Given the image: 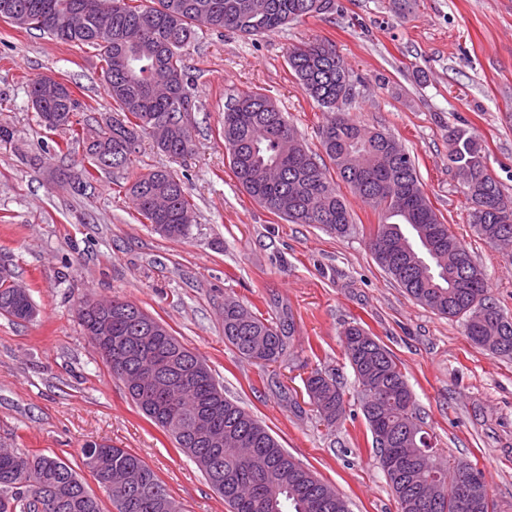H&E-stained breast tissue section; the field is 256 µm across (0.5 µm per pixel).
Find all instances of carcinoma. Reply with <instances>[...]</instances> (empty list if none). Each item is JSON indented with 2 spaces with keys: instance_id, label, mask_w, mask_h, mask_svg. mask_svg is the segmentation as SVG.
I'll use <instances>...</instances> for the list:
<instances>
[{
  "instance_id": "cac0c4a2",
  "label": "carcinoma",
  "mask_w": 512,
  "mask_h": 512,
  "mask_svg": "<svg viewBox=\"0 0 512 512\" xmlns=\"http://www.w3.org/2000/svg\"><path fill=\"white\" fill-rule=\"evenodd\" d=\"M315 0H0V17L14 25L39 30L65 43L89 45L100 52L107 95L121 117L96 126H77L72 117L84 111L68 85L51 77L29 84L32 107L38 117L55 116L48 131H69L65 145L83 141L88 166L69 176L75 190L84 189L95 173L124 170L139 152L143 136L173 160L193 152L186 114L195 109L190 93L193 77L185 56L197 39L196 27L224 30L243 36H263L288 22L336 10L311 8ZM288 65L305 93L325 112L320 145L336 173L354 196L380 211L379 224L369 234L368 247L386 240L391 263L378 260L382 269L420 304L448 317L464 319L466 335L498 336L495 354L512 355V317L487 296L482 267L451 228L440 219L421 188L410 156L399 151L394 165L383 161L395 140L362 125L343 106L352 99V76L336 48L314 40L288 52ZM224 146L231 169L246 193L261 207L297 224H319L339 236L352 224L345 197L336 187L320 155L309 150L284 113L259 91L240 92L224 105ZM448 155L462 192L471 204L470 222L491 245L504 234L512 236V223L497 220L496 212L512 211L491 174L482 145L469 130L448 131ZM138 213L162 226L159 235L188 238L194 222L193 205L180 180L168 169L156 167L140 174L127 188ZM466 269L474 274L473 287L456 288L448 270ZM112 303V335H141L145 323L155 321L137 304L119 298ZM27 321L35 313L31 297L16 298L12 273L0 267V315ZM293 325L270 320L240 302L224 301V339L242 357L252 358L257 345L270 349L269 362L284 354L286 336ZM360 327L344 333V353L358 382L360 408L371 433L375 457H382L378 437L386 434L405 448L403 429L422 430L419 409L393 355L378 342L356 354L351 337ZM191 378L175 412L185 428L192 427L204 410L217 411L224 429L221 448H194L184 436L169 433L161 416L144 406V397L130 395L138 409L180 448L224 498L231 512H350L347 500L296 461L250 412L224 397V390L209 366L188 353L175 360L170 376ZM305 390L319 421L332 427L346 419L347 401L336 379L316 369L305 381ZM106 469L139 466L145 483L139 490L112 489L117 512H170L176 505L165 484L137 455L125 448L90 441L81 448L82 464L99 479L92 459L103 450ZM30 460L26 474L11 471L0 454V512H39L40 499L31 494L32 483L44 480L42 492L58 499L54 512H101L99 499L76 470L57 456L16 451ZM441 475L446 488L443 502L419 507L418 488ZM473 475L488 488L481 470L467 460L446 461L436 455L407 475L401 483H387L403 512H453L455 486Z\"/></svg>"
}]
</instances>
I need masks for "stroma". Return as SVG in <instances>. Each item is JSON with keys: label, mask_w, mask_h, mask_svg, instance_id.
I'll return each instance as SVG.
<instances>
[{"label": "stroma", "mask_w": 512, "mask_h": 512, "mask_svg": "<svg viewBox=\"0 0 512 512\" xmlns=\"http://www.w3.org/2000/svg\"><path fill=\"white\" fill-rule=\"evenodd\" d=\"M338 11L288 23L262 37L199 31L187 64L196 108L195 147L172 163L142 139L130 172L101 171L83 191L81 145L56 146L65 131L40 126L31 80L66 83L97 124L113 116L93 47L65 44L0 19V265L28 289L29 321L0 316V448L52 454L91 490L85 442L137 454L184 512H229L195 463L147 420L85 336L82 299L135 302L205 359L227 397L261 420L296 460L333 486L351 512H397L374 461L358 384L343 337L357 324L399 363L443 458L465 459L486 478L496 512H512V357L473 344L464 322L412 300L378 265L368 236L377 212L356 197L348 234L295 224L258 205L235 178L224 149L227 99L269 95L312 150L325 121L288 68L290 48L332 43L354 80L346 110L389 134L415 162L438 216L483 268L488 296L512 314V254L482 239L448 160V131L476 135L488 166L512 197V0H416L395 14L391 0H338ZM171 166L194 206L188 239L155 233L126 188L148 166ZM291 319L281 359L263 365L224 341V301ZM337 379L351 419L319 423L304 381L314 369Z\"/></svg>", "instance_id": "obj_1"}]
</instances>
